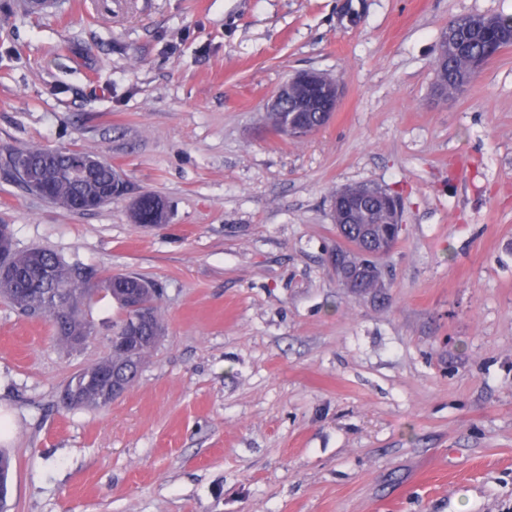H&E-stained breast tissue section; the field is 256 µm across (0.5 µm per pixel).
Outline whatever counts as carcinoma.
<instances>
[{
  "label": "carcinoma",
  "instance_id": "cac0c4a2",
  "mask_svg": "<svg viewBox=\"0 0 512 512\" xmlns=\"http://www.w3.org/2000/svg\"><path fill=\"white\" fill-rule=\"evenodd\" d=\"M459 37L471 40L467 55L448 54V46L439 44L435 54L438 86L450 95L461 92L459 76L472 74L474 57L489 45L486 36L476 37L471 25L460 26ZM15 164L24 170L26 180L46 185L44 199L75 211H92L116 198L99 195L101 188L126 184L112 165L81 148L46 149L30 147L13 150ZM132 223L143 227L164 224L168 219L167 206L156 195L144 194L142 203L133 206ZM11 273L0 278V297L7 299L21 312L45 314L52 321L60 344L74 347L77 336L94 333L85 309L99 299L112 298L122 311L110 341L109 353L99 361L79 369L67 382L73 399L61 401L68 410L107 407L112 392L107 386L112 379L129 389L135 382L148 355L155 349V337L164 336L165 328L158 315V290L143 288L132 273L108 274L99 279V287L87 289L89 277L66 264L53 251L43 247L12 250L3 257ZM138 291L139 307H129V290ZM11 471L10 458L0 453V503L6 501Z\"/></svg>",
  "mask_w": 512,
  "mask_h": 512
}]
</instances>
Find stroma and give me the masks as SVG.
<instances>
[{"label": "stroma", "mask_w": 512, "mask_h": 512, "mask_svg": "<svg viewBox=\"0 0 512 512\" xmlns=\"http://www.w3.org/2000/svg\"><path fill=\"white\" fill-rule=\"evenodd\" d=\"M100 4L0 9V151L87 149L128 194L73 211L0 170V224L154 281L166 330L124 395L66 410L119 308L95 303L69 352L0 299L6 512H512V47L434 94L449 22L512 0ZM302 69L341 104L274 134L266 104ZM360 184L402 205L377 294L329 263L332 196ZM145 192L168 223L132 224Z\"/></svg>", "instance_id": "stroma-1"}]
</instances>
